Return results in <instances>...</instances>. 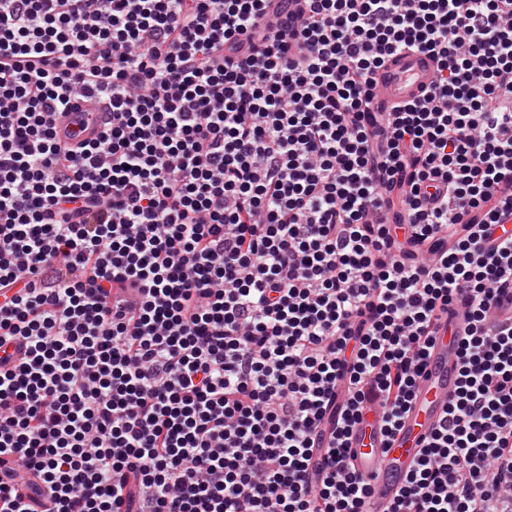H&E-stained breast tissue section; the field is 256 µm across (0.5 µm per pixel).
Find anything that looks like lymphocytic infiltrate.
<instances>
[{
  "label": "lymphocytic infiltrate",
  "instance_id": "1",
  "mask_svg": "<svg viewBox=\"0 0 512 512\" xmlns=\"http://www.w3.org/2000/svg\"><path fill=\"white\" fill-rule=\"evenodd\" d=\"M511 219L512 0H0V512H362L460 305L386 512H512ZM432 63L423 54H398L378 74V93L385 102L408 101L432 80ZM77 115L82 118L73 122ZM103 122L101 107L93 101L85 100L77 101L71 112L53 116V125L62 141H72L68 138L72 134H79L78 141L94 139L102 130ZM465 325L466 317L460 308L452 319L438 326L417 398L401 430L387 445L381 443L379 421L385 408L380 405L368 409L363 423L354 430L348 442L353 462L372 482L366 512H385L406 469L417 459L425 438L434 431L456 392L459 384L457 341Z\"/></svg>",
  "mask_w": 512,
  "mask_h": 512
}]
</instances>
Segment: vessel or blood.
<instances>
[{
	"instance_id": "obj_1",
	"label": "vessel or blood",
	"mask_w": 512,
	"mask_h": 512,
	"mask_svg": "<svg viewBox=\"0 0 512 512\" xmlns=\"http://www.w3.org/2000/svg\"><path fill=\"white\" fill-rule=\"evenodd\" d=\"M432 75V63L425 55H397L378 74L379 97L386 102L410 100L431 82ZM103 122L100 106L85 100L77 101L70 113L53 117L63 140L73 134L83 140L96 138ZM465 325V314L459 310L438 326L417 397L400 431L382 441L379 421L384 409L379 405L368 409L363 423L354 430L348 442L354 464L372 482L366 512H385L406 469L443 416L459 384L457 341Z\"/></svg>"
}]
</instances>
